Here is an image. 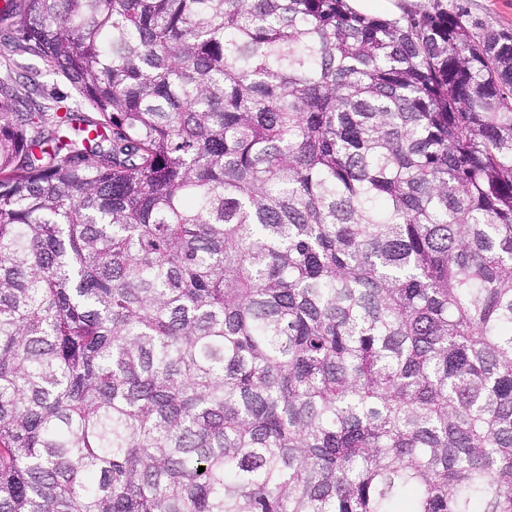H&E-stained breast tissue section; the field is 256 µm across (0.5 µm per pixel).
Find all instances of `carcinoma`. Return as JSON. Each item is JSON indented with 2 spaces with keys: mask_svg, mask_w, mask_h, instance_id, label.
Masks as SVG:
<instances>
[{
  "mask_svg": "<svg viewBox=\"0 0 512 512\" xmlns=\"http://www.w3.org/2000/svg\"><path fill=\"white\" fill-rule=\"evenodd\" d=\"M0 43L77 95L0 74V512H512L511 30L5 0ZM39 81L41 84L39 92L37 95H33L37 101L47 104L51 108L56 105H71L75 102L73 89L62 77L43 74L39 77Z\"/></svg>",
  "mask_w": 512,
  "mask_h": 512,
  "instance_id": "carcinoma-1",
  "label": "carcinoma"
}]
</instances>
